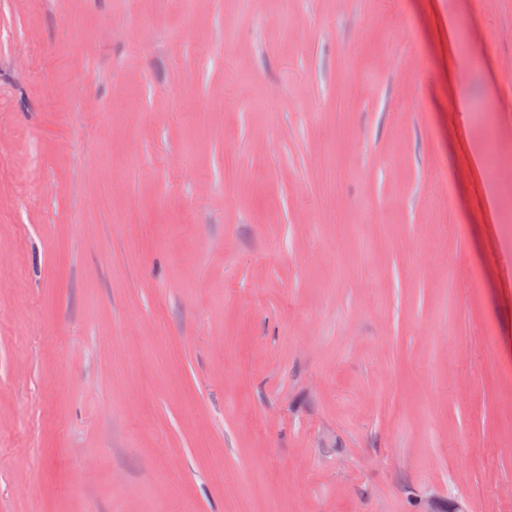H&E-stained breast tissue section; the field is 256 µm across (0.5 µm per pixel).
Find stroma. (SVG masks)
<instances>
[{"instance_id":"obj_1","label":"stroma","mask_w":512,"mask_h":512,"mask_svg":"<svg viewBox=\"0 0 512 512\" xmlns=\"http://www.w3.org/2000/svg\"><path fill=\"white\" fill-rule=\"evenodd\" d=\"M508 28L0 0V512H512Z\"/></svg>"}]
</instances>
